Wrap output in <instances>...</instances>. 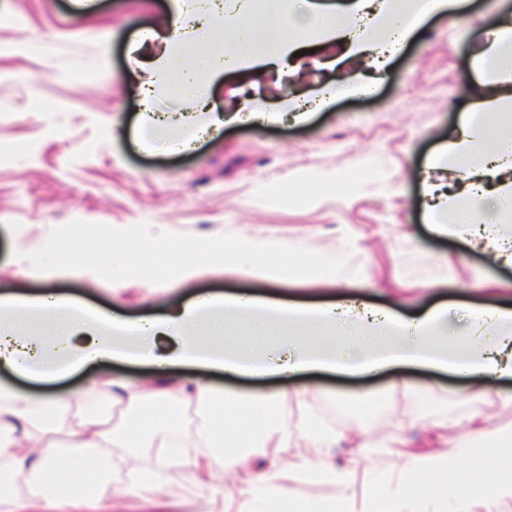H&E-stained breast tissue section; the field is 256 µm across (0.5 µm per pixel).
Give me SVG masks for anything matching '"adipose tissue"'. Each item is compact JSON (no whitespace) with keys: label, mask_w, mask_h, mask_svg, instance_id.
I'll return each instance as SVG.
<instances>
[{"label":"adipose tissue","mask_w":512,"mask_h":512,"mask_svg":"<svg viewBox=\"0 0 512 512\" xmlns=\"http://www.w3.org/2000/svg\"><path fill=\"white\" fill-rule=\"evenodd\" d=\"M292 3L288 12L270 13L258 0H235L229 11L221 0H173L155 34L163 51L150 75L138 85L144 105L153 101L156 76L188 80L185 97L196 100L198 110L208 115L207 127L217 130L239 120L240 115L210 111L206 96L198 93L195 84L199 72L214 78L227 68L286 61L311 30L333 41L346 40L353 64L365 62L379 71L386 54L409 41L426 18L441 13L454 18L465 15L463 0H420L409 9L402 0H379L375 5L370 0H352L344 8L326 0ZM189 27L201 40L221 42V54L184 65V34ZM484 28L487 36L473 57L480 76L474 104L464 113L456 133L426 165V218L435 234L470 239L497 264L512 267V229L504 223L512 216V135L499 126L504 105L512 103V72L494 81L487 77L490 62L512 61V0H499L497 14L486 19ZM218 308L232 313L244 310L245 305L203 299L168 319V328L182 337L177 362L230 373L280 375L373 372L416 363L444 372L512 378V307L470 310V329L452 336L444 308L400 319L351 305L334 310L284 304L255 325L259 335L278 336V347L247 351L238 337L228 336L219 351L209 352L204 350L196 326ZM40 309L48 310L66 335L65 342L58 345V356H42L46 337L21 335L19 314ZM490 325L495 328L491 335L485 332ZM127 328V323L103 320L51 297H0V365L32 377L76 370L97 359L125 355V348L113 341L112 334ZM77 333L90 335L91 344H68V337ZM92 387L115 405L141 410L137 430L117 434L106 430L95 415L66 418L65 400L0 389V512H11L15 488L21 482L35 499L44 502L62 496L78 504L94 493L109 498L111 479L86 467L94 449L115 442L135 447L140 433L158 425L177 431L183 409L213 399V390L206 383L175 375L149 378L136 385L121 378H101ZM213 413L214 424L195 433L189 450H171L149 466L132 464L127 457L119 460V467L128 471L124 496L141 500L158 492L156 474L160 471L179 472L194 483L212 484L221 462L216 451L224 446L238 449L235 463L244 468L249 462L247 449L263 448L276 461L294 440L316 445L331 439L311 419L302 423L298 434L288 432L278 400L228 398L215 405ZM63 431L74 438V448L66 458L55 443L56 434ZM302 473L306 481L336 485V497L319 507L291 498L281 485L282 472L273 468L253 481L264 495V512H427V505L450 501L471 512L476 505L512 502V431L491 434L478 448L460 441L441 454L411 456L394 476L373 482L360 495L351 490V470L308 461Z\"/></svg>","instance_id":"obj_1"}]
</instances>
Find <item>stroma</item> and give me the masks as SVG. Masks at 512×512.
<instances>
[{
  "label": "stroma",
  "mask_w": 512,
  "mask_h": 512,
  "mask_svg": "<svg viewBox=\"0 0 512 512\" xmlns=\"http://www.w3.org/2000/svg\"><path fill=\"white\" fill-rule=\"evenodd\" d=\"M172 0H0V295L27 299L46 292L94 309L106 319L155 321L208 295L286 299L333 305L354 297L403 315L436 304L450 308L449 332L472 306H512V269L466 241L435 235L425 221L417 176L470 110L478 75L471 65L483 17L496 0H470L469 19L430 18L387 63L366 69L367 94L328 98L325 86L346 63H332L318 38L307 42L296 77L270 68L264 79L236 69L199 87L219 112L256 99L276 108L284 95L322 99L300 122L249 121L222 128L175 152L170 141L193 132L200 116L190 101L159 84L153 107L190 113L189 123L157 139L133 90L143 64L157 55L146 35ZM372 177H363L364 169ZM75 220L124 229L140 223L209 238L239 232L261 243L301 242L316 253L351 250L346 273L308 278L208 266L164 285L132 278L109 282L94 272H36L28 253L51 230ZM153 364L99 363L54 378L32 379L0 367V386L39 398H68L86 412L92 379L118 375L137 383L160 373L176 346L152 337ZM174 373L207 381L216 399L271 398L291 392L282 408L289 429L314 414L336 434L328 447L304 444L281 459L287 490L311 502L331 499L329 484L297 478L303 459L325 458L354 469L363 493L378 475L398 471L406 455L438 453L460 437L512 429V381L458 376L425 366L369 375L306 372L289 377L231 376L203 365ZM376 406L364 410L368 397ZM271 460L254 450L248 467L219 474L223 495L169 473L162 512H178L191 494L200 512H238L254 502L240 491Z\"/></svg>",
  "instance_id": "stroma-1"
}]
</instances>
